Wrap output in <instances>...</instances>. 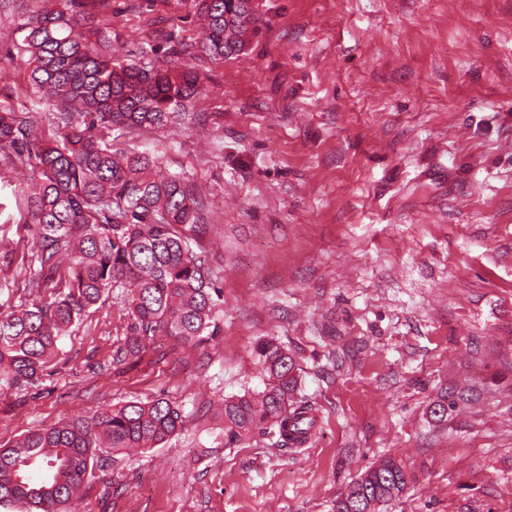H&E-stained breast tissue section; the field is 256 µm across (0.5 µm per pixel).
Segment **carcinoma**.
Returning <instances> with one entry per match:
<instances>
[{
    "mask_svg": "<svg viewBox=\"0 0 512 512\" xmlns=\"http://www.w3.org/2000/svg\"><path fill=\"white\" fill-rule=\"evenodd\" d=\"M73 4L62 0V8L33 14L18 27L30 80L40 99L56 106L58 139L46 143L25 113L0 110V157L31 171L24 207L42 271L31 288L55 282L67 262L65 287L53 300L0 316V378L11 387L39 380L61 337L110 288L126 290L127 333L134 337L126 358L142 351L144 336L196 340L211 327L215 307L216 289L181 231L201 221L191 186L176 175L158 176L155 157L114 150L105 140L114 128L173 125L203 83L187 65L155 70L113 60L107 38L92 43L85 37L93 21ZM199 7L208 22L204 51L221 58L238 53L248 0H199ZM257 350L268 383L256 399L224 400V437L234 443L262 429L291 448L315 426L314 410L295 396L288 349L267 341ZM182 423L180 410L157 398L33 429L14 447L0 448V508L67 512L93 473L98 449L154 447ZM408 479L403 461L386 457L349 482L332 512H378L402 495Z\"/></svg>",
    "mask_w": 512,
    "mask_h": 512,
    "instance_id": "1",
    "label": "carcinoma"
}]
</instances>
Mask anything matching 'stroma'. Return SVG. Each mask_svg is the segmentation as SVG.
Returning <instances> with one entry per match:
<instances>
[{
    "label": "stroma",
    "mask_w": 512,
    "mask_h": 512,
    "mask_svg": "<svg viewBox=\"0 0 512 512\" xmlns=\"http://www.w3.org/2000/svg\"><path fill=\"white\" fill-rule=\"evenodd\" d=\"M59 0L0 7V108L53 138L15 29ZM112 56L204 82L180 126L113 130L201 190L185 235L220 290L192 342L122 358L125 296L64 336L39 382H0V448L129 401L184 424L102 453L77 512H331L377 459L413 480L386 512H512V0H249L241 51L202 52L198 0H79ZM0 159V315L40 263ZM288 347L317 425L300 448L224 438L225 398L264 390L257 350Z\"/></svg>",
    "instance_id": "1"
}]
</instances>
